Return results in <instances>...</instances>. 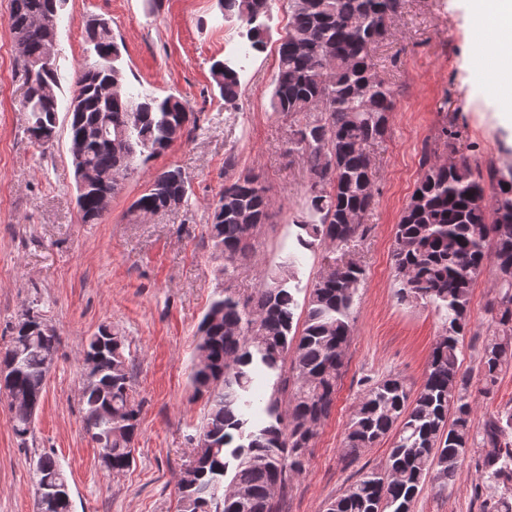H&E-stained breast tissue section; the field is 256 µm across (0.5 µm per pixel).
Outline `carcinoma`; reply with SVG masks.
I'll return each mask as SVG.
<instances>
[{"label":"carcinoma","mask_w":512,"mask_h":512,"mask_svg":"<svg viewBox=\"0 0 512 512\" xmlns=\"http://www.w3.org/2000/svg\"><path fill=\"white\" fill-rule=\"evenodd\" d=\"M402 0H289V22L278 49L270 106L290 121L288 150L301 155L307 172L305 216L296 221L297 242L310 249L329 243L340 257L322 268L309 290L302 329L289 281L297 257L262 271L254 293L241 297L224 288L198 325L192 366L194 393L206 397L196 443L178 486V512H282L293 479L303 472L313 440L336 399L353 331V310L365 269L346 253L367 230L379 171L372 153L390 129L395 102L372 62L373 46L389 34L388 22ZM67 0H13L8 27L26 87L22 102L26 132L40 142L57 134L60 77L49 24ZM224 13L246 23L243 36L261 50L271 0H218ZM86 41L92 50L78 70L66 107L71 157H83L94 182L76 189L81 222L102 219L103 200L152 158L195 127L197 117L181 98H159L134 91L121 66V52L108 22L92 19ZM212 75L230 107L240 92L238 72L217 60ZM440 146H424L420 177L396 224L392 262L396 295L404 303L422 301L441 313L444 332L430 356L425 379L413 392L398 376L369 385L346 424L343 450L360 453L391 436L381 469L363 471L325 512H411L424 485L446 487L462 475L473 448L485 449L481 478L502 485L504 497L483 512H512V408L472 425L475 403L471 375L462 370L461 342L471 330L469 310L474 281L491 266L490 320L476 370L484 394L512 365V168L489 172L497 191L481 203L484 184L468 156L451 165L441 151L452 150L448 127ZM190 182L181 169L159 173L134 201L132 211L154 213L188 204ZM248 215L252 223H242ZM273 217L268 190L251 174L224 180V191L210 207L208 236L231 279L235 268L253 258L261 229ZM4 361L17 362L9 382L14 435L26 442L33 432L34 405L42 402L47 361L56 358L60 336L38 313H25L15 325ZM84 352L95 366L79 389L85 433L105 439L107 468L123 472L140 427V405L131 384L125 337L103 325L87 337ZM275 374L267 391L251 394L255 370ZM34 512H71L60 500L43 507L46 487L69 484L49 454L33 462Z\"/></svg>","instance_id":"carcinoma-1"}]
</instances>
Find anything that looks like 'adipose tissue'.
Returning a JSON list of instances; mask_svg holds the SVG:
<instances>
[{"label":"adipose tissue","instance_id":"ef3b65f1","mask_svg":"<svg viewBox=\"0 0 512 512\" xmlns=\"http://www.w3.org/2000/svg\"><path fill=\"white\" fill-rule=\"evenodd\" d=\"M476 28L484 32L494 52L487 85L512 112V0H468Z\"/></svg>","mask_w":512,"mask_h":512}]
</instances>
